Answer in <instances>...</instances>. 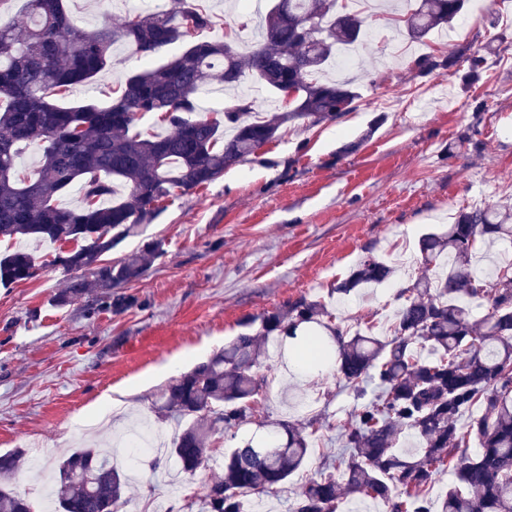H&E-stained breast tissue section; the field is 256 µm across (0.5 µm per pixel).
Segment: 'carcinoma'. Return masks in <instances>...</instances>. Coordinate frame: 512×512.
I'll list each match as a JSON object with an SVG mask.
<instances>
[{
	"label": "carcinoma",
	"instance_id": "1",
	"mask_svg": "<svg viewBox=\"0 0 512 512\" xmlns=\"http://www.w3.org/2000/svg\"><path fill=\"white\" fill-rule=\"evenodd\" d=\"M24 28L0 22V240L20 236L76 246L60 250L53 265L79 276L56 296L66 305L100 290L101 303L129 305L120 289L139 281L164 255L151 241L118 261L105 255L137 236L156 217L158 203L189 194L224 170L278 139L280 127L336 119L358 93L347 82L324 78L339 50L358 43L365 19L339 0H273L261 36L246 54L238 36L192 41L215 25L206 0H179L173 10L137 14L121 27L92 32L74 24L63 0H27ZM467 0H413L391 21L422 42L452 27ZM119 41L151 57L176 43L183 50L159 65L125 76L111 106H66L50 101L72 85L106 71ZM468 63L479 76L484 57L468 48L416 60L422 73ZM238 89L254 81L275 95L292 87L282 112L265 119L242 94L223 117L199 116L197 99L212 81ZM149 114L162 117V134L133 131ZM39 159L22 169L26 152ZM128 187L119 202L105 203L113 181ZM78 188L80 205L63 208L56 197ZM512 240V213L493 207L460 210L442 233L419 241L422 275L402 289L390 336L381 339L335 322L324 303L301 296L265 313L256 332H245L207 361L172 380L156 412L181 427L168 457L193 474L208 459L218 429L231 431L261 418L258 399L267 388L261 342L289 340L336 366L355 404L342 425L343 452L307 480L293 512H336L342 493L382 502L388 512H432L427 496L440 469L456 474L441 512H512V268L492 281L471 269L478 246ZM33 255L17 250L0 258V284L37 276ZM392 268L368 250L331 293L378 284ZM477 299L486 313L472 319ZM428 349L421 357L417 348ZM473 407L480 415L459 417ZM415 432L417 453L397 449L400 434ZM480 452L468 453L471 442ZM305 428L282 420L259 440L238 442L224 454V476L209 483L199 512H250L249 497L272 493L301 470L309 456ZM20 456L0 455V512H32L8 482ZM127 477L103 448H80L58 465L59 512H119Z\"/></svg>",
	"mask_w": 512,
	"mask_h": 512
}]
</instances>
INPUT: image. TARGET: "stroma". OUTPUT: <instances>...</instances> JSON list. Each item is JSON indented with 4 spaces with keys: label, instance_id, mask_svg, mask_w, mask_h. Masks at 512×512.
<instances>
[{
    "label": "stroma",
    "instance_id": "stroma-1",
    "mask_svg": "<svg viewBox=\"0 0 512 512\" xmlns=\"http://www.w3.org/2000/svg\"><path fill=\"white\" fill-rule=\"evenodd\" d=\"M214 28L202 40L240 29L242 45L256 38L246 22L268 11L271 0H208ZM141 0H65L86 30L121 26ZM369 40L356 47V63L344 70L359 98L353 111L317 125L295 122L278 140L192 194L161 202L141 236L125 239L110 257L118 260L144 242L159 240L165 254L143 278L126 288L131 306L100 305L91 289L59 307L66 285L52 260L57 245L34 240L27 249L40 271L35 279L0 286V454L16 452L19 469L10 486L35 512L46 469L85 438L108 446L111 435L139 416L170 442L175 426L159 419L154 402L171 376L165 360L178 357L183 370L205 361L245 332V322L305 296L325 302L349 327L367 322L384 336L400 306L399 291L420 275L417 241L440 233L460 209H512V0L470 4L450 38L432 33L412 42L382 17L368 21ZM469 45L485 58L477 79L467 66L418 73L416 58ZM143 62L117 45L105 73L70 87L65 103L115 100L126 73ZM394 265L389 280L333 299L330 286L346 278L365 250ZM262 371L268 387L259 406L268 421L301 426L317 420L308 464L277 492L265 495L268 512H291L300 486L314 477L323 458L340 451V426L353 408L351 390L338 386L333 366L301 381L288 380L289 355L276 342L266 346ZM236 435L217 432L212 456L176 486L144 461L125 496L140 508L164 505L189 512V502L224 474V451ZM48 453L34 465L32 443Z\"/></svg>",
    "mask_w": 512,
    "mask_h": 512
}]
</instances>
